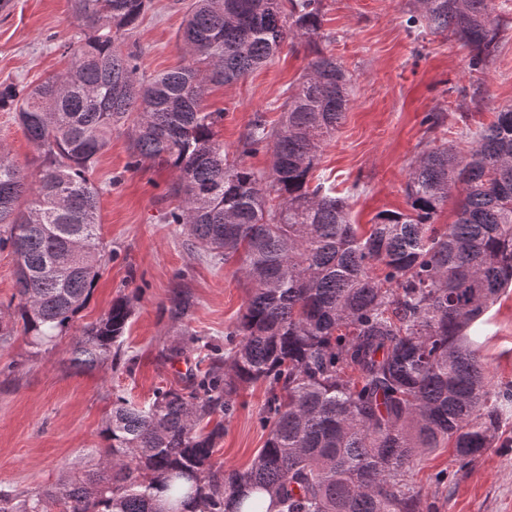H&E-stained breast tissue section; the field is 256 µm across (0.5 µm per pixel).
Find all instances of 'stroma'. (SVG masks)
Masks as SVG:
<instances>
[{
    "label": "stroma",
    "instance_id": "1",
    "mask_svg": "<svg viewBox=\"0 0 512 512\" xmlns=\"http://www.w3.org/2000/svg\"><path fill=\"white\" fill-rule=\"evenodd\" d=\"M191 0H151L126 37L140 54L142 75L186 65L178 37ZM416 0H322L318 42L350 77V101L335 136L313 172L347 196L352 223L369 228L385 210H406V176L422 151L444 144L466 149L481 126L512 105V24L504 27L482 70L470 69V50L445 33L407 28ZM78 34L69 0H9L0 7V86L32 83L63 71L64 46ZM311 60L306 45L284 43L275 59L230 86L209 91L210 109L223 111L217 132L230 158L268 172V149L249 150L244 136L255 117L275 126L290 89ZM436 117L429 126L426 116ZM0 152L38 171L37 153L14 112L0 109ZM126 129L113 131L91 172L100 189L101 236L106 262L71 332L81 335L112 302L127 297L132 316L121 355L133 369L105 362L90 371L74 368L68 340L33 351L22 324L0 335V490L40 491L54 484L65 464L103 447L100 431L115 395L143 403L155 389L180 387L199 369L189 352L176 362L160 352L192 330L223 345L245 306L249 288L236 260L221 262L193 244L181 227L165 223L176 207L168 195L170 170L155 162L130 168ZM176 288L187 289L189 318L172 321L162 309ZM484 352L496 380L512 381V291L485 316ZM267 385L257 382L238 399L224 422L213 455L215 466L247 469L267 439L258 411ZM500 439L476 462L460 467L451 448L425 451L407 472L420 512H512V417Z\"/></svg>",
    "mask_w": 512,
    "mask_h": 512
}]
</instances>
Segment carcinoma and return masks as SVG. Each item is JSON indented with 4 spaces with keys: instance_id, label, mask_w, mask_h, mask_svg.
<instances>
[{
    "instance_id": "obj_1",
    "label": "carcinoma",
    "mask_w": 512,
    "mask_h": 512,
    "mask_svg": "<svg viewBox=\"0 0 512 512\" xmlns=\"http://www.w3.org/2000/svg\"><path fill=\"white\" fill-rule=\"evenodd\" d=\"M322 0H193L181 28L189 59L149 79L125 37L150 0H71L79 36L69 68L0 87L41 160L31 181L0 155V225L16 265L15 313L30 344L53 345L73 325L104 260L99 190L90 172L112 129L131 124L134 161L173 171L165 214L203 252L236 257L250 285L224 336V356L144 405L116 398L95 467L75 461L43 491H0V512H416L405 475L421 451L452 443L464 467L492 447L512 411V381L496 383L472 327L512 288V105L471 142L424 151L407 174L408 209L382 211L366 232L336 188L311 185L348 104L349 78L316 41ZM493 0H418L409 22L448 32L486 63L508 20ZM313 55L277 128L256 118L245 136L269 146L264 181L229 158L224 116L205 105L270 62L288 40ZM136 118H131V114ZM457 194L456 219L437 224ZM194 302L176 288L169 318ZM132 311L124 298L70 343L92 370L121 355ZM203 342L190 333L164 356ZM268 384V437L249 468L214 467L223 420L239 391ZM222 420L207 428L212 417Z\"/></svg>"
}]
</instances>
